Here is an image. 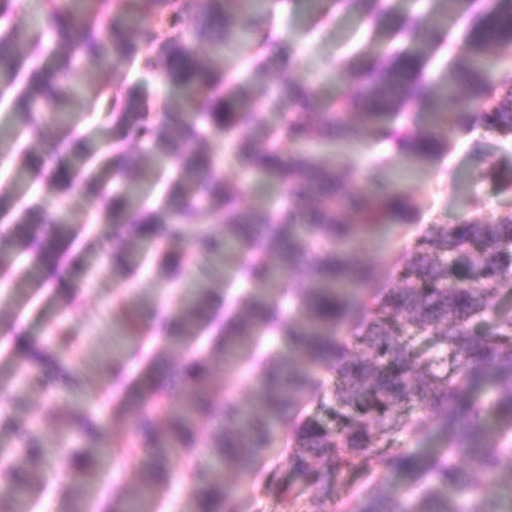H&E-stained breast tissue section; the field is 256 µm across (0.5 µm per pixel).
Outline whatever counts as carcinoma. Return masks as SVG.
I'll return each instance as SVG.
<instances>
[{
	"mask_svg": "<svg viewBox=\"0 0 512 512\" xmlns=\"http://www.w3.org/2000/svg\"><path fill=\"white\" fill-rule=\"evenodd\" d=\"M257 0H44V25L33 30L14 21L22 0H0V92L9 100L17 128L42 136L39 152L17 153V177L45 180L63 194L75 190L92 209L97 224L112 225V247L95 237L86 252L112 265L116 279L135 273L131 256L142 244H159L157 273L174 286L185 280L179 249L185 225L202 211L222 223L204 227L193 242L197 257L214 272L235 267L243 291L233 297L204 284L180 296L177 304L153 311L150 329L162 344L149 345L132 311L121 326L124 344L112 351L113 413L125 417L130 436L124 447L142 455L136 505L126 512H154L153 499L171 478V464L190 465L184 512H230L224 478L248 471L272 444L277 422L293 421L288 472L301 478L305 496L292 498L299 512H325L332 486L346 472L362 468L367 457L401 473L412 499L373 492L354 512H512V497L486 496L488 481L512 492V310L496 300L512 288V211L490 223L433 224L395 262L392 283L378 286L372 266L356 260L352 241L382 224L407 221L409 197L395 186L384 193L352 196L336 163L319 158L314 140L336 144L369 138L387 143L409 166L420 168L436 154L435 130L413 133L398 120L413 104L436 125L481 124L512 136V69L503 72L500 94L483 87L486 63L512 44V0H493L480 12L471 0H435L428 18L400 22L395 34L405 46L386 58L363 57L348 76L356 91L314 111L315 89L285 81L275 93L291 111L277 128L267 126L253 102L266 95L261 84L264 57L286 65L288 45L273 37L271 16ZM367 6L375 25L390 16L383 0H353ZM468 18L463 52L453 62V79L440 95L423 76L426 56L439 41L437 14ZM208 47L206 55L196 44ZM257 49L249 76L236 79L227 66L247 46ZM139 63L159 72L173 94L150 118L138 88L117 78L118 62ZM107 80L93 90L105 98L123 137L99 149L71 128L44 135L56 116L77 100L69 82L78 66ZM476 90L480 107H458L455 81ZM224 130L230 161L268 177L287 190L276 210H242L247 185L224 179L206 143V129ZM148 147L155 160H171L164 204H141L134 188L161 171L128 148ZM291 151L286 153L283 143ZM79 236L62 207H23L14 223L0 228V269L19 251L36 271L52 269L59 296L68 304L79 293L85 259L69 250ZM278 259L272 266L269 256ZM298 268L308 274L292 285ZM370 292L357 300L348 290ZM296 316L285 319L277 297L283 290ZM347 323L352 335L340 339ZM208 330L205 349L197 335ZM434 349L422 357L420 344ZM179 348L184 357L171 360ZM66 346L54 340L13 352L26 380L50 398L77 392L85 377L70 364ZM147 364L134 381L130 365ZM246 368L254 374L252 407L211 384V370ZM329 371L326 388L316 373ZM489 384L482 399L476 386ZM428 409L448 439L443 454L427 459L397 446L396 436L428 431L414 414ZM498 425L491 446L488 416ZM63 434L16 430L18 444L5 454L0 512H28L40 490L39 476L53 467L61 438L65 449L68 512H84L83 491L101 481L99 457L108 452L97 441L101 423L81 403L69 401L56 415ZM208 423V453L195 456L200 427Z\"/></svg>",
	"mask_w": 512,
	"mask_h": 512,
	"instance_id": "1",
	"label": "carcinoma"
}]
</instances>
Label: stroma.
Here are the masks:
<instances>
[{"label":"stroma","mask_w":512,"mask_h":512,"mask_svg":"<svg viewBox=\"0 0 512 512\" xmlns=\"http://www.w3.org/2000/svg\"><path fill=\"white\" fill-rule=\"evenodd\" d=\"M395 12L379 29H372L361 9L347 10L336 0H321L318 10H310L307 0H270L275 26L292 51L293 62L284 67L269 62L263 74L268 92H275L284 80L308 82L318 90L319 102H328L353 93L351 80L341 77L340 70L356 59L380 53L390 38L397 21L408 13L424 12L431 0H393ZM73 124L90 144L102 146L115 136L117 129L105 100L84 99L72 107ZM437 135L442 143L434 159L418 169L412 177L399 183L413 205L410 222L384 227L369 239L355 246V257L374 264L381 281H388L393 263L405 247L433 224L464 222H494L504 211L512 209V191L503 185L512 180V140L498 133L482 130L473 136L471 130L455 125L441 127ZM207 143L220 160L218 171L225 179L247 181L251 190L240 200L242 209L271 206L282 193L280 186L269 184L261 175L245 173L227 159V144L222 132L212 131ZM326 159L342 161V173L348 188L355 193L377 189L374 178L375 159L385 156L388 170L400 171L401 157L384 146H356L340 143L319 148ZM208 212H201L197 223L189 225L180 245L185 255L188 277L206 279L216 290L235 277L233 267H225L222 275H209L196 256L191 242L201 227L214 226ZM174 292L165 278L142 266L139 274L128 281L118 282L109 268L101 263L86 271L76 301L61 308L51 279L40 278L38 284L16 288L0 283V407L14 409L15 415L29 424L53 429L52 419L43 411L46 398L19 379L17 362L12 353L15 333H24L36 343L44 342L57 324H65L73 335L69 346L70 360L87 367L88 377L81 396L86 408L103 423L101 445H118L129 435V424L112 412V391L101 371L111 360L115 330L122 313L119 302L133 304L140 323H147L151 310L169 305ZM292 444L289 426L274 431V443L262 460L264 470H278L279 482L268 486L255 483L254 473H228L226 482L231 490L236 512H289L288 450ZM137 458L115 452L102 460L101 483L86 487L89 512H96L105 495L125 499L138 484ZM366 473L340 479L326 500L328 512H351L354 501L373 486L390 495H400L405 482L395 473L380 472L374 459H367Z\"/></svg>","instance_id":"obj_1"}]
</instances>
